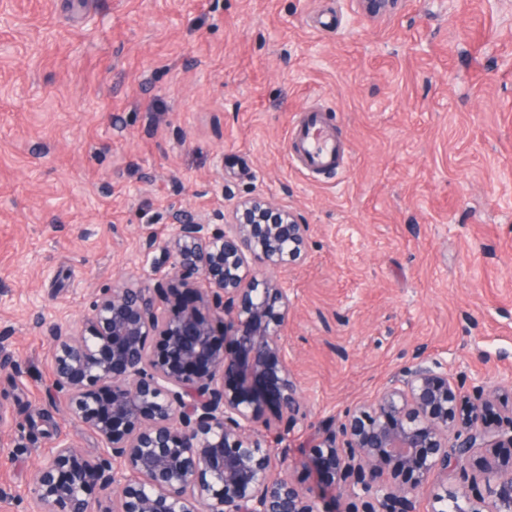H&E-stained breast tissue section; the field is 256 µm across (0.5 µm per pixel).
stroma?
I'll return each mask as SVG.
<instances>
[{
    "label": "stroma",
    "instance_id": "stroma-1",
    "mask_svg": "<svg viewBox=\"0 0 512 512\" xmlns=\"http://www.w3.org/2000/svg\"><path fill=\"white\" fill-rule=\"evenodd\" d=\"M321 106L347 145L318 178L288 133ZM264 196L309 224L285 356L306 449L418 351L512 378V0H0V512H29L55 442L51 326L143 275L145 240Z\"/></svg>",
    "mask_w": 512,
    "mask_h": 512
}]
</instances>
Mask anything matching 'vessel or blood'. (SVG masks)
<instances>
[{
  "label": "vessel or blood",
  "mask_w": 512,
  "mask_h": 512,
  "mask_svg": "<svg viewBox=\"0 0 512 512\" xmlns=\"http://www.w3.org/2000/svg\"><path fill=\"white\" fill-rule=\"evenodd\" d=\"M290 152L307 172L317 174L338 168L344 146L318 110L304 112L292 131Z\"/></svg>",
  "instance_id": "obj_1"
}]
</instances>
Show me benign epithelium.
Listing matches in <instances>:
<instances>
[{"instance_id": "benign-epithelium-1", "label": "benign epithelium", "mask_w": 512, "mask_h": 512, "mask_svg": "<svg viewBox=\"0 0 512 512\" xmlns=\"http://www.w3.org/2000/svg\"><path fill=\"white\" fill-rule=\"evenodd\" d=\"M219 223L176 215V233L150 237V271L105 288L73 331L52 330L51 402L94 430L86 456L58 443L33 481L30 512H319L268 440L266 408L300 409L284 359L288 286L265 274L301 257L309 225L255 196ZM162 274L152 291L145 282ZM203 279L198 292L190 278ZM512 381L474 387L464 410L448 364L422 356L373 401L322 433L305 460L345 490L344 512H416L435 482L432 512H512V456L484 472L488 499L448 491V472L476 448L512 449V423L490 432L483 413ZM454 444H448L449 440ZM454 452H448V447Z\"/></svg>"}]
</instances>
